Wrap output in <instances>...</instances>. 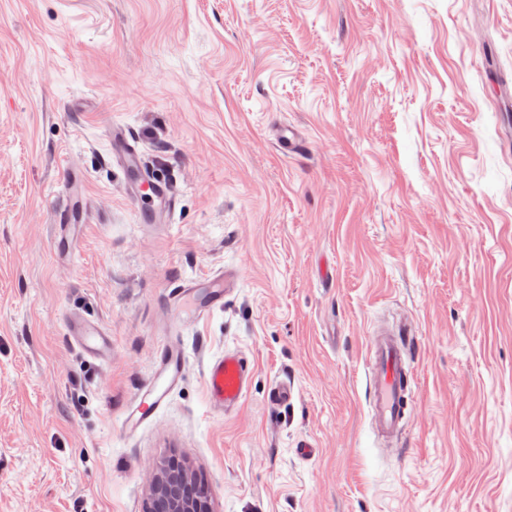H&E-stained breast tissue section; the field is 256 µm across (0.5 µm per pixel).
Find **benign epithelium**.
<instances>
[{
	"mask_svg": "<svg viewBox=\"0 0 512 512\" xmlns=\"http://www.w3.org/2000/svg\"><path fill=\"white\" fill-rule=\"evenodd\" d=\"M156 468L159 474L148 512H212L208 485L189 473L181 460L164 458Z\"/></svg>",
	"mask_w": 512,
	"mask_h": 512,
	"instance_id": "obj_1",
	"label": "benign epithelium"
}]
</instances>
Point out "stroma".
Segmentation results:
<instances>
[{"instance_id":"obj_1","label":"stroma","mask_w":512,"mask_h":512,"mask_svg":"<svg viewBox=\"0 0 512 512\" xmlns=\"http://www.w3.org/2000/svg\"><path fill=\"white\" fill-rule=\"evenodd\" d=\"M507 110L512 0H0V512H146L168 456L213 512H512ZM115 122L172 223L138 220ZM220 270L223 309L182 323L170 292ZM400 326L414 408L388 446L367 338ZM173 336L187 373L124 435ZM227 348L253 374L224 417L203 375ZM67 331L69 340L93 358L103 359L112 354L109 335L99 324L70 316Z\"/></svg>"}]
</instances>
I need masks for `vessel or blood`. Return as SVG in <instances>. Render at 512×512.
I'll use <instances>...</instances> for the list:
<instances>
[{"instance_id": "obj_1", "label": "vessel or blood", "mask_w": 512, "mask_h": 512, "mask_svg": "<svg viewBox=\"0 0 512 512\" xmlns=\"http://www.w3.org/2000/svg\"><path fill=\"white\" fill-rule=\"evenodd\" d=\"M108 140L124 172L134 173L130 198L139 214L171 218L175 198L165 181L143 170L139 152L130 142L125 129L115 125ZM230 283L224 274L183 281L170 294L174 308H181L187 290L201 294L196 317L202 318L224 305ZM68 338L90 356L103 359L112 353L108 333L97 323L72 316L67 321ZM370 406L376 434L386 442H395L406 424L412 386L409 355L401 338L390 331H374L369 338ZM186 364L179 340H168L160 350L152 379L142 385L134 402L125 410L121 429L135 434L164 409L173 390L181 382ZM252 370L247 359L238 351L227 350L214 356L204 371L207 402L212 413L223 415L237 409L249 387Z\"/></svg>"}]
</instances>
